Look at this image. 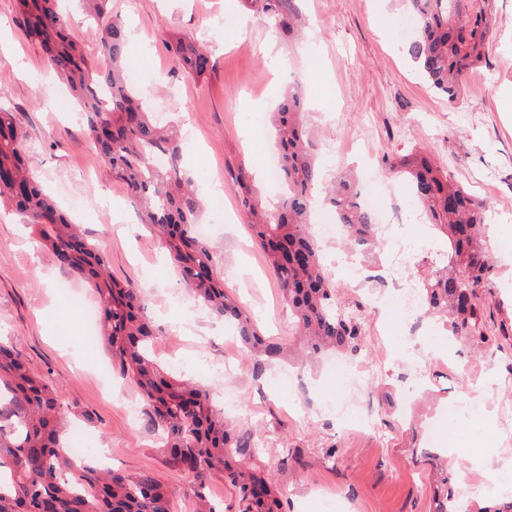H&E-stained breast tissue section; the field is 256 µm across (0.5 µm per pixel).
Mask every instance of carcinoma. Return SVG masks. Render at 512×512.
Returning a JSON list of instances; mask_svg holds the SVG:
<instances>
[{"label": "carcinoma", "instance_id": "cac0c4a2", "mask_svg": "<svg viewBox=\"0 0 512 512\" xmlns=\"http://www.w3.org/2000/svg\"><path fill=\"white\" fill-rule=\"evenodd\" d=\"M58 0H15L26 36L37 43L58 77L84 108L86 127L101 160L142 202L140 219L153 225L179 268L190 294L236 327L253 372L285 355V348L260 335L238 299L226 292L214 271V252L194 226L202 202L178 161L182 140L159 126L130 87L123 22L111 15L110 0H81L96 19L97 55L90 58L68 31ZM417 18L408 51L439 93L455 103L464 94L466 74L486 63V45L496 22L497 0H401ZM264 12L292 28L293 0H261ZM169 52L184 71L202 78L213 69L208 53L194 40L177 37ZM275 144L287 186L282 203L262 206L250 170L231 175L255 242L274 271L291 311L306 356L326 349L357 350L359 323L336 314V284L326 272L321 249L309 229L312 190L320 180L309 153L300 87L285 94L273 113ZM27 134L12 112L0 106V202L30 224L60 266L93 286L99 295L100 336L112 368L129 380L143 404V421L161 432L169 464L193 478L197 512H216L203 492L221 475L238 490V512H282L279 497L261 470L251 429L234 425L215 408L212 393L164 373L150 357L153 330L134 286L112 280L107 260L43 192L26 167ZM163 154L170 165L152 169ZM386 171L409 180L432 224L448 238V263L433 270L422 295L448 335L471 340L482 350L485 288L496 274L485 236L487 205L475 200L448 173L426 157L408 154L385 160ZM355 179L332 181L325 201L346 227V239L367 251L376 244L371 216L358 208ZM0 512H170V494L151 475L135 477L85 461L73 477L72 458L61 445L68 423L57 389L33 377L21 357L0 345ZM436 469L433 512H458L448 463L432 455Z\"/></svg>", "mask_w": 512, "mask_h": 512}]
</instances>
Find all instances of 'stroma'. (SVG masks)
Wrapping results in <instances>:
<instances>
[{
  "mask_svg": "<svg viewBox=\"0 0 512 512\" xmlns=\"http://www.w3.org/2000/svg\"><path fill=\"white\" fill-rule=\"evenodd\" d=\"M292 30L276 26L253 0H111L113 16L131 32L129 62L144 81L138 91L152 112H163L184 140L181 165L204 202L200 223L210 228L215 270L259 330L295 346V326L284 313L280 286L267 268L232 189L214 194L227 170L246 166L263 176L274 144L271 133H246L301 86L311 152L324 181L352 168L372 170L375 194L395 195L416 214L411 187L387 178L384 158L411 152L428 156L477 199L485 201L487 239L497 275L486 313L496 342L474 353L468 342L448 343L436 332L420 339L437 396L417 405L412 424L399 419L410 397L393 381L399 367L385 362L368 396L378 433L358 432V413L337 418L332 406L350 402L347 389L326 368L331 353L306 363V387L279 381L291 369L282 360L254 376L224 323L195 302L167 260L153 226L124 184L104 169L80 121L79 105L54 103L68 93L49 71L38 44L16 17L15 0H0V106L27 133V164L89 241L106 256L113 279L140 288L156 329L154 354L181 379L231 392L226 417L247 424L283 512H430L433 482L423 461L421 435L443 415L444 452L454 475L499 469L508 451L497 434L494 407L512 397V0H498L488 63L466 75L465 92L449 102L420 74L399 37V23L415 25L401 0H295ZM176 36L203 43L214 67L195 79L174 63L165 42ZM417 245L409 269L422 281L436 251L448 242L424 224L408 225ZM340 303L354 309L363 336L346 364L381 349L400 352L407 329L397 315L398 289L390 279L354 280L332 268ZM94 304L96 293L65 273L10 207L0 205V342L22 356L39 378L57 387L71 424L96 447L111 449L108 468L151 474L172 492L173 512H194L192 479L174 471L158 432L132 423L127 402L139 394L112 370L102 343L86 347L96 326L74 315L73 301Z\"/></svg>",
  "mask_w": 512,
  "mask_h": 512,
  "instance_id": "stroma-1",
  "label": "stroma"
}]
</instances>
